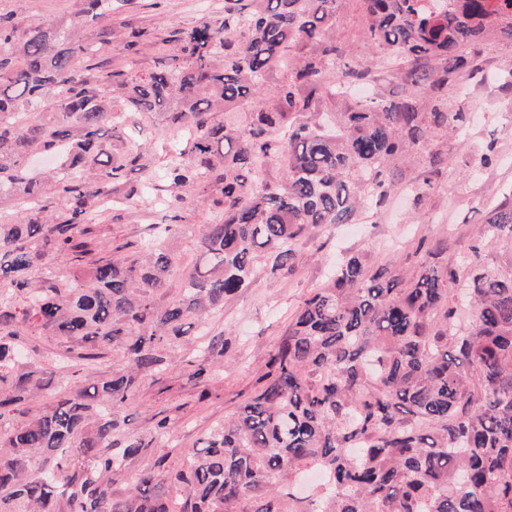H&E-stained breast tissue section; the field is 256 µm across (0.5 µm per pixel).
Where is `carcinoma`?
<instances>
[{
  "instance_id": "carcinoma-1",
  "label": "carcinoma",
  "mask_w": 512,
  "mask_h": 512,
  "mask_svg": "<svg viewBox=\"0 0 512 512\" xmlns=\"http://www.w3.org/2000/svg\"><path fill=\"white\" fill-rule=\"evenodd\" d=\"M362 2L370 40L405 60L409 87L440 90L464 45L512 37V0ZM111 8L84 0L64 24L23 29L0 16V197L27 205L0 224V512H58L61 501L68 512H512V274L470 260L465 293H452L460 272L442 263L446 240L419 243L409 275L345 256L303 301L251 395L182 469L165 466L175 432L164 417L149 431L153 465L112 491L149 448L133 432L112 451L129 424L119 409L190 343L188 321L249 287L261 259L291 275L311 228L356 223L389 196L392 157L434 129L466 130L469 118L443 101L420 112L407 89L334 112L329 127L320 107L336 100L324 79L342 55L325 40L336 0H224L220 28L202 19L174 31L175 47L145 76L101 59L112 27L84 36ZM292 48L304 54L273 107L248 110ZM130 112L159 114L178 134L165 142L167 186L220 211L200 235L206 265L184 272L163 304L177 258L162 240L180 225L156 226L133 259L100 253L92 238L95 208L150 194L124 181L142 161L126 143ZM260 159L282 160V178L259 181ZM481 244L512 248L511 198L490 207L468 251ZM35 333L84 361L117 352L125 366L41 407L53 373L29 365ZM222 356L215 337L194 376ZM312 468L324 483L300 497L292 485ZM172 484L185 492L178 511L164 492Z\"/></svg>"
}]
</instances>
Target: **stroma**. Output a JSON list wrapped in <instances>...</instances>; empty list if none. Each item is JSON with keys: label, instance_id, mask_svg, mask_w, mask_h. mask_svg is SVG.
<instances>
[{"label": "stroma", "instance_id": "35a3bbf8", "mask_svg": "<svg viewBox=\"0 0 512 512\" xmlns=\"http://www.w3.org/2000/svg\"><path fill=\"white\" fill-rule=\"evenodd\" d=\"M83 4L84 0H0V14L24 28L49 19L72 20ZM203 16L212 25H220L224 0H112V39L103 54L113 68L148 74L164 54L165 42L174 30L194 25ZM129 27L146 29L151 35L135 54L124 47L123 33ZM327 38L345 51L341 70L370 69L372 94L392 99L400 93L403 69L391 64L368 40L361 0H337L336 22ZM462 53L468 68L441 94L453 108L468 112L467 130L457 134L434 131L424 144L392 160L390 167L398 179L387 201L363 210L357 223L312 228L297 246L292 276L279 278L266 266H258L250 288L225 298L219 310L191 323L189 336L195 346L180 351V365L145 380L122 408V415L132 416L142 431L161 418H170L178 445L167 458L168 469L179 470L185 453L233 415L251 394L257 370L303 300L322 286L337 257L357 252L372 265L412 272L419 260L415 253L418 243L431 244L444 237L456 238L464 246L474 243L489 207L512 191V39L496 33L467 44ZM131 122L135 144L146 151V167L129 171L127 178L134 185L152 180L157 189L153 200L137 198L121 208L98 211L95 238L106 250L123 246L134 251L150 225L172 215L158 201L166 196L159 188L166 164L160 145L173 131L154 115L136 113ZM489 150L496 156L495 163L475 170L480 155ZM216 215V209L209 207L182 209L183 227L167 243L181 266L201 263L198 238ZM215 336L224 339L223 362L200 388L190 378L189 363L198 357L197 344ZM27 345L34 366H56L53 386L59 392L76 380L92 385L121 365L120 359L112 357L94 365L76 358L59 365L64 348L49 336L29 337ZM203 389L208 390V398H200Z\"/></svg>", "mask_w": 512, "mask_h": 512}]
</instances>
